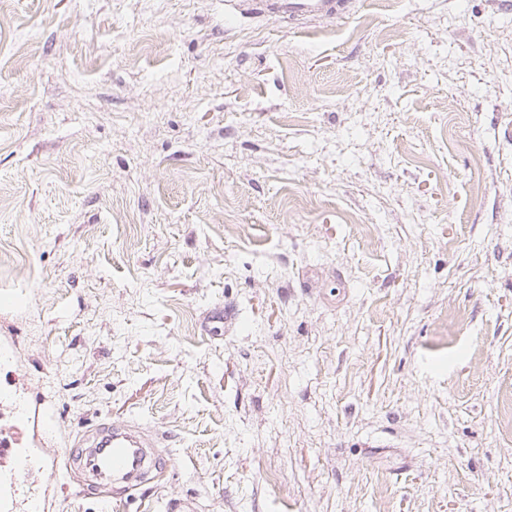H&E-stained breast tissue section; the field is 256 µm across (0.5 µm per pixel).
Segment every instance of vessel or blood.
Segmentation results:
<instances>
[{"mask_svg":"<svg viewBox=\"0 0 512 512\" xmlns=\"http://www.w3.org/2000/svg\"><path fill=\"white\" fill-rule=\"evenodd\" d=\"M260 3L265 11L288 17L307 14L332 17L342 8L341 0H260ZM237 317L238 311L233 306L214 307L207 315L203 330L209 335L216 333L222 327L235 322ZM35 425L41 426L47 433L54 428L51 421L41 420L40 406L33 403L17 413L12 437L7 439L0 436V463H11L13 470L38 479L46 476V469L34 466L16 454L25 432ZM66 464L73 469L88 471L89 476L82 484L81 494L92 498L99 491V481L103 476L126 483L137 482L143 473L165 470L169 461L164 457L148 454L133 430L127 424L115 421L88 429L78 448L69 449Z\"/></svg>","mask_w":512,"mask_h":512,"instance_id":"vessel-or-blood-1","label":"vessel or blood"}]
</instances>
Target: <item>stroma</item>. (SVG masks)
I'll return each mask as SVG.
<instances>
[{"label": "stroma", "instance_id": "stroma-1", "mask_svg": "<svg viewBox=\"0 0 512 512\" xmlns=\"http://www.w3.org/2000/svg\"><path fill=\"white\" fill-rule=\"evenodd\" d=\"M1 342L172 459L112 512H512V13L0 0ZM238 311L235 307L224 304V307L216 306L208 312L205 325L202 330L210 335L220 331L222 327L237 320Z\"/></svg>", "mask_w": 512, "mask_h": 512}]
</instances>
